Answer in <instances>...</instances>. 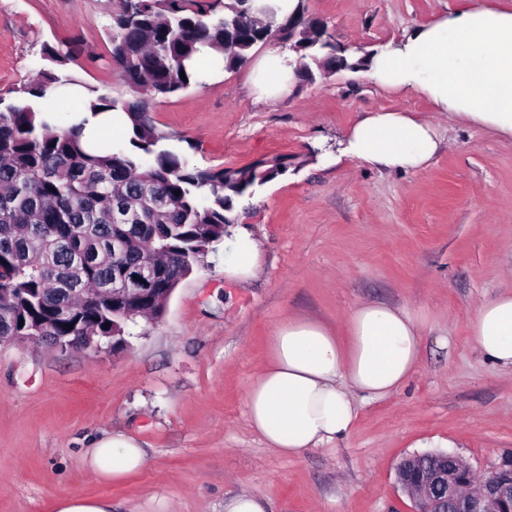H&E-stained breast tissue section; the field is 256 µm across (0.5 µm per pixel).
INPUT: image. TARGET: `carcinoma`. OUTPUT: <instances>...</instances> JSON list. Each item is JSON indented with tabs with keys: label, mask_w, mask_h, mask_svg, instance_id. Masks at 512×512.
Segmentation results:
<instances>
[{
	"label": "carcinoma",
	"mask_w": 512,
	"mask_h": 512,
	"mask_svg": "<svg viewBox=\"0 0 512 512\" xmlns=\"http://www.w3.org/2000/svg\"><path fill=\"white\" fill-rule=\"evenodd\" d=\"M307 12L305 0L282 18L254 0H224L211 16L194 0H124L108 34L112 66L121 81L152 96L179 93L197 82L190 68L202 47L222 55L224 69ZM186 79H181V76ZM70 78L43 70L0 108V340L46 322L55 336L80 324L92 336H123L131 318L112 303L116 268L153 276L173 288L227 234L228 213L255 187L288 172V156L239 168L200 169L160 145L144 98L119 100L89 90L84 116L54 130L55 116L36 101ZM130 122L110 153L84 141L90 119L105 112ZM165 303L149 295L139 315L157 318Z\"/></svg>",
	"instance_id": "cac0c4a2"
}]
</instances>
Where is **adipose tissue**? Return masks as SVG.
<instances>
[{"mask_svg":"<svg viewBox=\"0 0 512 512\" xmlns=\"http://www.w3.org/2000/svg\"><path fill=\"white\" fill-rule=\"evenodd\" d=\"M370 70L392 92L423 95L448 118L512 137V11L448 14L384 46L371 58ZM440 145L432 122L405 112H374L350 128L334 159L391 171L419 169ZM258 259L255 240L237 232L224 273L248 280ZM470 334L486 360L512 373V292L482 301ZM421 351L422 324L402 308L361 303L343 337L318 321L291 319L276 329L268 359L247 392L249 424L284 456L336 442L357 417V397L397 391L415 371ZM88 459L107 480L145 464L142 447L121 434L95 441Z\"/></svg>","mask_w":512,"mask_h":512,"instance_id":"1","label":"adipose tissue"}]
</instances>
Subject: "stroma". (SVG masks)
Segmentation results:
<instances>
[{"label": "stroma", "instance_id": "35a3bbf8", "mask_svg": "<svg viewBox=\"0 0 512 512\" xmlns=\"http://www.w3.org/2000/svg\"><path fill=\"white\" fill-rule=\"evenodd\" d=\"M117 0H0V98L46 68L44 44L72 50L63 74L115 98L108 38ZM342 55L357 60L440 16L512 0H306ZM151 105L165 145L199 168L241 167L274 154L286 175L234 210L257 242L260 269L229 279L219 242L182 279L154 321L136 319L126 348L0 345V512H53L69 495L112 512H224L248 492L268 512H414L399 463L446 447L480 476L512 455V375L485 360L470 324L485 299L512 291V139L447 118L418 94H395L368 67L295 79L264 98L256 61ZM432 121L442 144L423 168L388 171L323 152L371 112ZM423 316V354L397 391L358 402L346 436L286 457L248 422L245 398L270 338L288 318L345 335L361 302ZM115 432L146 453L137 473L99 479L85 456Z\"/></svg>", "mask_w": 512, "mask_h": 512}]
</instances>
